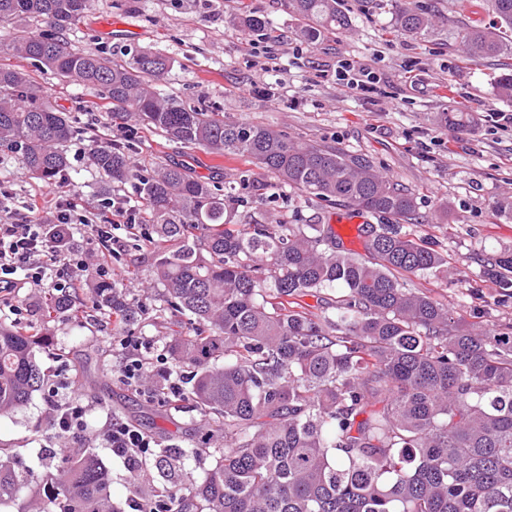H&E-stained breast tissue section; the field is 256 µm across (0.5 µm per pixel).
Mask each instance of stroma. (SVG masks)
Here are the masks:
<instances>
[{"label": "stroma", "instance_id": "stroma-1", "mask_svg": "<svg viewBox=\"0 0 512 512\" xmlns=\"http://www.w3.org/2000/svg\"><path fill=\"white\" fill-rule=\"evenodd\" d=\"M403 2L342 0L353 30L310 42L298 34L288 0H97L94 10L76 22L70 39L112 57L142 48L158 51L174 61L162 86L168 95L204 103L234 121L269 126L300 142L367 154L417 198L421 223L404 225V232L448 255L457 268L452 279L409 276L408 287L435 298L465 324L511 333L512 288H499L484 271L492 257L512 253V220L494 214L495 202L512 196V130L501 128L485 109L486 103H500L496 83L512 73V52L468 61L458 52L460 31L495 24L490 0H424L434 24L416 38L390 34ZM243 11L272 23L275 38L267 50L257 49L256 37L238 26ZM344 59L374 69L380 78L377 94L357 95L338 84L336 69ZM0 65L28 71L76 130L65 146L70 160L66 186L46 184L10 155L0 156V187L16 205L34 201L43 209L64 193L77 211H93L102 221L112 217L110 199L121 197L136 207L133 184L113 186L91 166L87 132L92 129L127 148L143 170L175 162L190 168L195 178L226 189L238 224L332 225L356 215L346 203L285 186L246 158L166 140L132 117L116 120L108 110L90 111L99 90L61 82L53 71L15 51L0 52ZM500 105L512 113V104ZM453 106L470 112L471 129L457 133L438 125L437 113ZM103 270L142 311L126 335L148 343V360L166 353L183 322L155 316L164 288L153 282L154 260L143 239L121 233L112 255L88 256L86 268L64 281L92 282ZM49 334L50 350L61 358L43 353L39 359L57 381L76 384L89 428L103 432L116 416L157 442L133 468L102 442H84V449L98 454L109 469L112 500L122 512H131L134 501L180 486L186 477L205 479L215 465L211 449L224 445L209 416L183 395L156 397L160 372L149 374L138 389L121 382L122 355L96 326L61 316L50 321ZM46 398V391L33 393L26 406L0 415V444L21 447L35 486L43 483L48 454L62 457L74 446L56 437ZM202 444L208 452L193 455Z\"/></svg>", "mask_w": 512, "mask_h": 512}]
</instances>
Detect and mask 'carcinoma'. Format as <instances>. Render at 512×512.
<instances>
[{
  "label": "carcinoma",
  "instance_id": "carcinoma-1",
  "mask_svg": "<svg viewBox=\"0 0 512 512\" xmlns=\"http://www.w3.org/2000/svg\"><path fill=\"white\" fill-rule=\"evenodd\" d=\"M97 0H0L9 47L65 81L98 88L112 117L137 116L166 138L246 157L301 192L384 216L367 224L369 259L336 251L327 224H247L231 229L224 195L184 167L141 173L125 150L92 139L90 164L111 182L136 181L155 275L167 289L156 318L187 317L170 349L190 374L188 398L224 432L206 479L152 512H512V336L477 332L431 296L404 287L405 273L438 277L448 259L399 230L417 220L415 196L367 157L299 143L259 124L163 97L153 86L174 61L141 49L114 59L79 50L68 31ZM497 24L461 37L462 52L497 57L512 49V0H492ZM299 32L316 40L352 26L341 0H288ZM240 26L272 37L253 13ZM432 27L410 0L392 29L420 36ZM439 124L468 129L457 107ZM73 129L48 92L19 68L0 66V151L49 185L68 175ZM512 288V253L487 266ZM332 291L328 297L323 291ZM320 296L323 311L298 302ZM50 292L45 312L80 322L87 309L107 327L138 317L117 283L103 277L88 303ZM39 326L0 324V415L45 387ZM29 469L21 449L0 446V505L30 512L19 497ZM38 512H117L109 471L85 452L53 466Z\"/></svg>",
  "mask_w": 512,
  "mask_h": 512
}]
</instances>
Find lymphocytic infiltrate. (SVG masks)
Here are the masks:
<instances>
[{
	"label": "lymphocytic infiltrate",
	"mask_w": 512,
	"mask_h": 512,
	"mask_svg": "<svg viewBox=\"0 0 512 512\" xmlns=\"http://www.w3.org/2000/svg\"><path fill=\"white\" fill-rule=\"evenodd\" d=\"M114 220L108 224L96 223L93 217L74 212L72 206L56 202L53 218L36 219L30 213L20 212L11 205V195L0 191V306L19 314V301L15 289L36 288L47 285L56 267L72 265V242L78 227L90 230L88 243L93 251H111L118 229L132 230L134 219L124 199L111 203ZM47 403L54 413V425L61 436L73 435L79 439H92L85 423V409L79 405L73 392H60L58 386L48 388ZM106 447L129 464H137L146 449L155 447V440L130 423L115 418L102 434Z\"/></svg>",
	"instance_id": "f902f5d3"
}]
</instances>
